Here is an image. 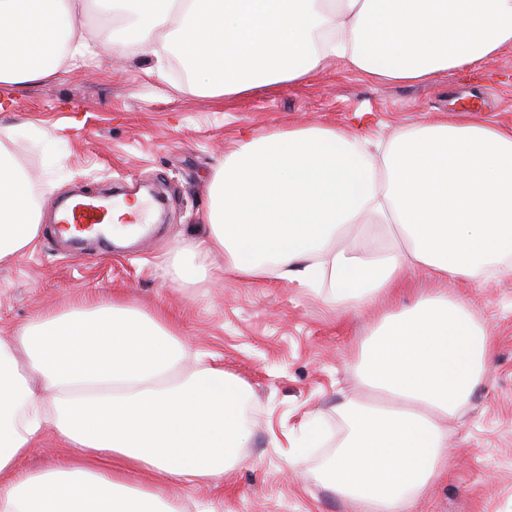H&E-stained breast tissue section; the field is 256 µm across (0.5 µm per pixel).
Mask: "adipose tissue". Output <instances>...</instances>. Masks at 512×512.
Here are the masks:
<instances>
[{
	"instance_id": "ef3b65f1",
	"label": "adipose tissue",
	"mask_w": 512,
	"mask_h": 512,
	"mask_svg": "<svg viewBox=\"0 0 512 512\" xmlns=\"http://www.w3.org/2000/svg\"><path fill=\"white\" fill-rule=\"evenodd\" d=\"M0 0V86L50 85L110 40L148 48L166 79L210 98L299 84L329 57L372 78L428 83L512 47V0ZM206 236L167 270L329 282L336 305L370 310L431 281L362 343L364 400L338 412L346 433L319 483L348 512H415L448 476V422L473 397L494 343L457 284L512 274V129L485 118L430 123L373 141L329 126L243 139L216 167ZM41 204L0 146V262L32 249ZM396 226L399 242L339 250L349 225ZM166 310L92 299L39 314L0 339V512H181L164 488L220 482L250 433L246 384L210 365L181 368ZM66 449L23 463L45 428ZM151 472V488L131 475Z\"/></svg>"
}]
</instances>
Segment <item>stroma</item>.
Segmentation results:
<instances>
[{"label":"stroma","mask_w":512,"mask_h":512,"mask_svg":"<svg viewBox=\"0 0 512 512\" xmlns=\"http://www.w3.org/2000/svg\"><path fill=\"white\" fill-rule=\"evenodd\" d=\"M498 89L479 116L512 127V47L485 68L451 70L424 84L377 81L328 58L308 81L241 97L208 98L172 90L141 59L78 63L60 81L0 90V139L43 200L34 253L0 264V338L34 315L89 296L119 294L137 307L164 308L178 321L190 366L222 360L247 383L241 418L253 432L245 461L206 486L169 491L183 512H347L315 469L340 445L336 409L362 394L355 376L372 313L341 308L327 288L311 292L273 278L233 277L193 284L162 275L170 250L200 238L208 184L222 154L272 128L319 124L385 139L413 126L463 119L458 98ZM145 183L165 199L152 231L125 246L103 239L75 251L57 236L58 203L74 192L107 197L112 187ZM461 290L491 331L492 368L449 434L460 453L417 512H512V277L473 280ZM320 412L326 441L298 472L301 425Z\"/></svg>","instance_id":"35a3bbf8"}]
</instances>
